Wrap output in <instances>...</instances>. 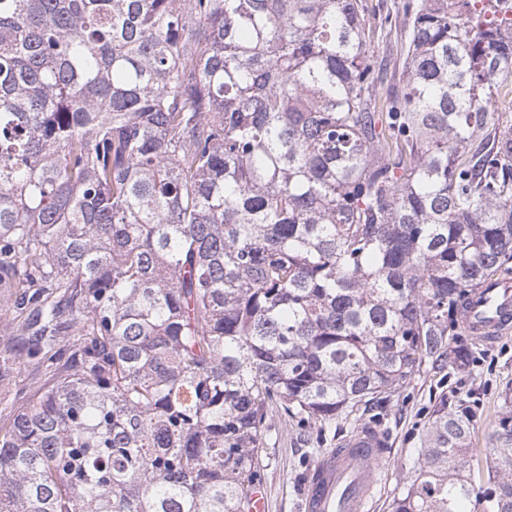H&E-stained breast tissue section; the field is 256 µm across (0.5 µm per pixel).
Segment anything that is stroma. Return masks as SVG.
I'll use <instances>...</instances> for the list:
<instances>
[{"label":"stroma","instance_id":"stroma-1","mask_svg":"<svg viewBox=\"0 0 512 512\" xmlns=\"http://www.w3.org/2000/svg\"><path fill=\"white\" fill-rule=\"evenodd\" d=\"M508 388H512V335L493 347L476 344L474 357L465 369L452 368L444 376L422 370L384 409L364 415L360 422L342 419L323 430L315 448L299 441L292 423L273 414L262 453L269 512H301L309 476L322 452L341 447L368 427L376 429L389 448L378 468L381 493L373 512H389L395 488L413 474L415 450L422 443L434 405L443 396L452 404L461 399L469 402L475 415L470 444L472 465L487 471L492 454L488 435L498 419L501 395Z\"/></svg>","mask_w":512,"mask_h":512}]
</instances>
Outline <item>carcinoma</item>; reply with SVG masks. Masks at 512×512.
I'll list each match as a JSON object with an SVG mask.
<instances>
[{"label":"carcinoma","instance_id":"1","mask_svg":"<svg viewBox=\"0 0 512 512\" xmlns=\"http://www.w3.org/2000/svg\"><path fill=\"white\" fill-rule=\"evenodd\" d=\"M395 94L362 0H0V295L36 390L0 512H248L300 441L473 353L512 277V19L403 0ZM432 411L390 512H512V398L475 483Z\"/></svg>","mask_w":512,"mask_h":512}]
</instances>
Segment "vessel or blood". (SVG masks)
I'll list each match as a JSON object with an SVG mask.
<instances>
[{"label": "vessel or blood", "mask_w": 512, "mask_h": 512, "mask_svg": "<svg viewBox=\"0 0 512 512\" xmlns=\"http://www.w3.org/2000/svg\"><path fill=\"white\" fill-rule=\"evenodd\" d=\"M463 327L485 343L512 333V287L472 293ZM383 454L381 437L369 431L326 454L309 481L304 512H369L376 494L375 469Z\"/></svg>", "instance_id": "obj_1"}]
</instances>
